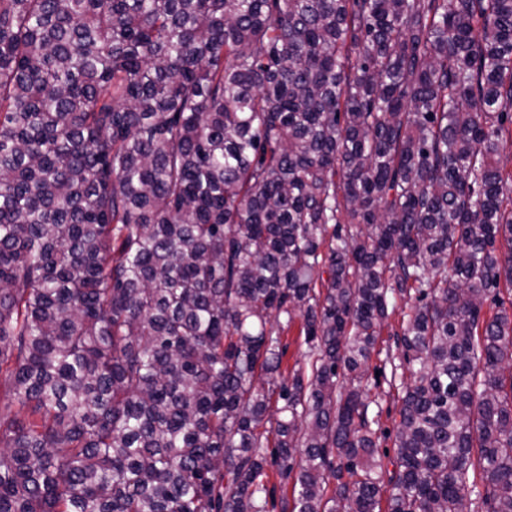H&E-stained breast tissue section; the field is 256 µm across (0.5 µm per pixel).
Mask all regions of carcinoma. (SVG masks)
Instances as JSON below:
<instances>
[{"label": "carcinoma", "instance_id": "1", "mask_svg": "<svg viewBox=\"0 0 512 512\" xmlns=\"http://www.w3.org/2000/svg\"><path fill=\"white\" fill-rule=\"evenodd\" d=\"M511 148L512 0H0V512H512ZM413 303V300L409 301L406 305L404 301L397 300V309L396 311L389 316V318L386 320L381 336H379L378 344L376 346V350H380L381 354L380 356H377L376 354L372 355V358L369 362V373L371 375V378H374V375L376 374V371H382L383 375L386 376L388 380H390L391 377V370L392 367L389 363L384 365V362L382 360L386 356V352L389 351L390 354L395 357V364L399 365L400 361L398 359L399 352L395 349L394 346V339L396 336H390L395 332L401 331V326L403 323V312H408L410 305ZM302 339L303 338L298 336L297 324L283 334L282 341L287 345V353L284 357V368L288 366V370H292L297 361L300 362V364L303 363L304 353L307 347L303 344ZM400 391L401 389L398 391L396 387H389L382 377H380V385L375 386L372 381L368 391L370 399H376L380 405V429L377 433V445L381 456L383 453L387 456L383 457L385 463L393 461L397 452L395 434L400 420L401 401L398 397ZM268 461L269 462L265 467V472L267 475L265 481L267 483V486L271 490H274L276 508L271 509V504H269L267 510H270L271 512H279L281 499L285 496H287L289 500L292 498L293 479H288V483H286L284 480L281 479L277 466L270 462V458H268Z\"/></svg>", "mask_w": 512, "mask_h": 512}]
</instances>
